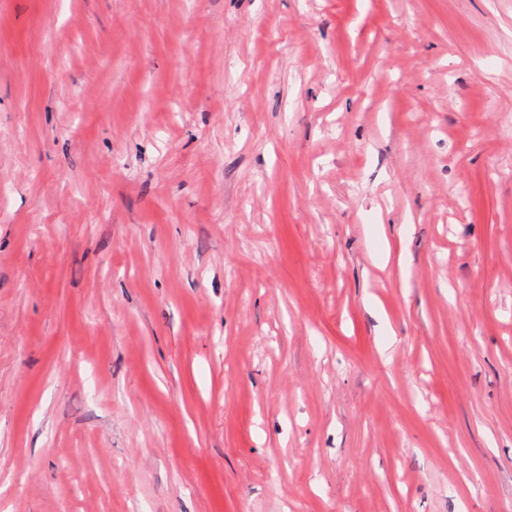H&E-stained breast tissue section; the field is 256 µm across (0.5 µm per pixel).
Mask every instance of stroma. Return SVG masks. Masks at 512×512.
I'll list each match as a JSON object with an SVG mask.
<instances>
[{
    "mask_svg": "<svg viewBox=\"0 0 512 512\" xmlns=\"http://www.w3.org/2000/svg\"><path fill=\"white\" fill-rule=\"evenodd\" d=\"M0 512H512V0H0Z\"/></svg>",
    "mask_w": 512,
    "mask_h": 512,
    "instance_id": "35a3bbf8",
    "label": "stroma"
}]
</instances>
